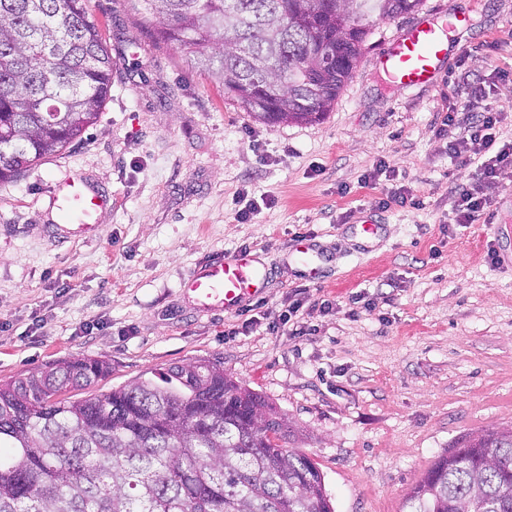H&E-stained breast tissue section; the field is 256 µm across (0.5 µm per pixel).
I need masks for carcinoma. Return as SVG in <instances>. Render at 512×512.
Returning <instances> with one entry per match:
<instances>
[{
	"mask_svg": "<svg viewBox=\"0 0 512 512\" xmlns=\"http://www.w3.org/2000/svg\"><path fill=\"white\" fill-rule=\"evenodd\" d=\"M423 0H134L256 119L308 124L360 62L369 19ZM114 62L88 0H0V182L95 125ZM108 373L58 361L0 383V512H334L282 413L224 374L176 365L88 398ZM409 512H512V426L440 457Z\"/></svg>",
	"mask_w": 512,
	"mask_h": 512,
	"instance_id": "1",
	"label": "carcinoma"
}]
</instances>
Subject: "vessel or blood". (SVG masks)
I'll use <instances>...</instances> for the list:
<instances>
[{
	"instance_id": "b4317fda",
	"label": "vessel or blood",
	"mask_w": 512,
	"mask_h": 512,
	"mask_svg": "<svg viewBox=\"0 0 512 512\" xmlns=\"http://www.w3.org/2000/svg\"><path fill=\"white\" fill-rule=\"evenodd\" d=\"M464 18L449 14L447 26L423 21L394 39L378 63L397 89L433 84L448 54L447 27L464 25ZM54 205L77 211L80 229L90 234L97 229V214L104 205L102 196L73 179L59 180L51 194ZM267 277L250 251L217 258L193 271L183 282L185 293L203 310L221 308L235 311L242 298L254 294Z\"/></svg>"
}]
</instances>
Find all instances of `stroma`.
<instances>
[{"instance_id":"35a3bbf8","label":"stroma","mask_w":512,"mask_h":512,"mask_svg":"<svg viewBox=\"0 0 512 512\" xmlns=\"http://www.w3.org/2000/svg\"><path fill=\"white\" fill-rule=\"evenodd\" d=\"M115 63L111 96L81 140L0 184V381L90 357L91 393L219 357L298 430L335 512H406L418 480L465 435L512 425V180L488 213L453 223L454 179L441 113L496 112L512 140V0H424L373 18L352 79L323 121L256 120L131 0H89ZM465 15L429 86L396 90L375 66L395 36ZM393 177L363 178L379 161ZM111 194L91 236L56 230L61 176ZM410 204L383 207L391 187ZM268 198L251 222L240 193ZM381 237L364 240L363 217ZM310 239L324 276L292 254ZM250 250L271 271L234 312L197 309L184 279ZM300 303L297 322L279 327Z\"/></svg>"}]
</instances>
